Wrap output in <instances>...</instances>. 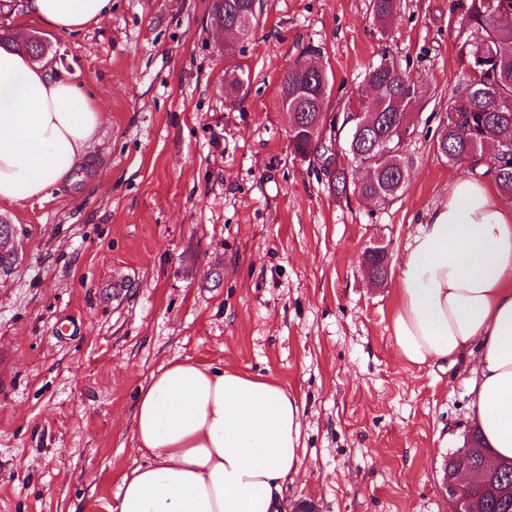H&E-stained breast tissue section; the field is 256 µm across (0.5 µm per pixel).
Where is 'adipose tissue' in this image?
<instances>
[{
	"mask_svg": "<svg viewBox=\"0 0 512 512\" xmlns=\"http://www.w3.org/2000/svg\"><path fill=\"white\" fill-rule=\"evenodd\" d=\"M61 33L112 0H28ZM103 113L85 89L0 48V204L41 200L86 162ZM392 337L409 364L471 363L470 407L493 458H512V203L460 176L398 265ZM302 411L273 378L172 360L137 393L119 512H281L301 460Z\"/></svg>",
	"mask_w": 512,
	"mask_h": 512,
	"instance_id": "obj_1",
	"label": "adipose tissue"
}]
</instances>
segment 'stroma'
I'll list each match as a JSON object with an SVG mask.
<instances>
[{
    "label": "stroma",
    "mask_w": 512,
    "mask_h": 512,
    "mask_svg": "<svg viewBox=\"0 0 512 512\" xmlns=\"http://www.w3.org/2000/svg\"><path fill=\"white\" fill-rule=\"evenodd\" d=\"M464 2L401 0L384 32L370 0H258V24L230 41L214 0H112L76 34L5 0L0 33L44 41L104 124L75 180L0 205L18 247L0 272V512H119L143 461L137 391L185 358L273 377L301 402L287 512H451L448 457L474 428L468 369L406 363L390 325L404 247L461 173L436 140L468 78ZM310 47L329 111L383 57L419 87L391 203L334 193L295 159L281 83ZM235 66L249 78L230 96ZM377 247L381 283L365 265Z\"/></svg>",
    "instance_id": "1"
}]
</instances>
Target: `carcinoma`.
<instances>
[{
	"instance_id": "obj_1",
	"label": "carcinoma",
	"mask_w": 512,
	"mask_h": 512,
	"mask_svg": "<svg viewBox=\"0 0 512 512\" xmlns=\"http://www.w3.org/2000/svg\"><path fill=\"white\" fill-rule=\"evenodd\" d=\"M400 0H371L374 20L387 30L398 14ZM512 10V0H468L461 21L475 40L466 64L470 79L465 88L448 99L437 149L448 162L473 169L488 144L500 148L494 169L495 183L504 197H512V25L498 22L497 16ZM215 15L233 23L245 16L247 25L257 23L254 0H215ZM368 84L380 95L368 99L366 89L348 98L343 111L351 113L346 124L342 150L366 172L361 182L350 183L346 171L336 168L331 188L339 195L350 192L386 203L397 196L408 179L404 152L407 136L413 133V106L418 89L398 64L387 58L368 66ZM283 105L295 111L296 126L289 127L294 155L302 160L315 156L321 105L329 100V81L317 69L292 63L282 79ZM13 235L9 225L0 224V269L15 262ZM487 479L481 493L484 512H512V496L499 493L512 486V460Z\"/></svg>"
}]
</instances>
